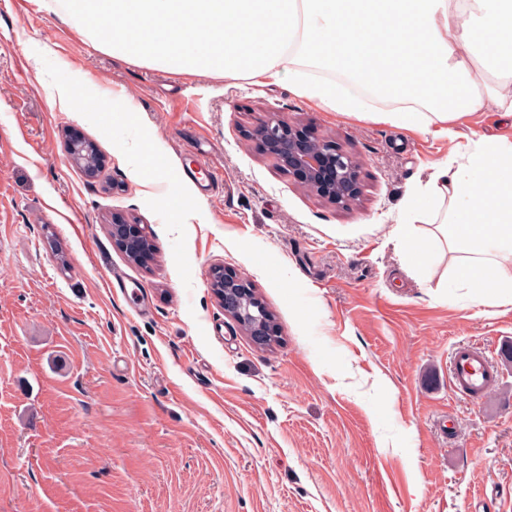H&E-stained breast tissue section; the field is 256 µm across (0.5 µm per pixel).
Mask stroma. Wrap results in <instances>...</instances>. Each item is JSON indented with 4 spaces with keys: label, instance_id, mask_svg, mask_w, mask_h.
I'll return each mask as SVG.
<instances>
[{
    "label": "stroma",
    "instance_id": "35a3bbf8",
    "mask_svg": "<svg viewBox=\"0 0 512 512\" xmlns=\"http://www.w3.org/2000/svg\"><path fill=\"white\" fill-rule=\"evenodd\" d=\"M65 81L131 109L61 110ZM273 112L353 150L352 207L255 150ZM75 132L99 170L70 158ZM480 135L512 138V118L404 130L121 62L46 0H0V512H512V362L480 402L449 378L459 345L512 347V305L446 287L442 263L416 277L394 236L410 188ZM200 160L223 182L184 183ZM116 217L140 222L148 262L113 242ZM216 267L254 289L276 345L225 314Z\"/></svg>",
    "mask_w": 512,
    "mask_h": 512
}]
</instances>
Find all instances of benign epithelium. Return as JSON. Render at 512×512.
Returning a JSON list of instances; mask_svg holds the SVG:
<instances>
[{
	"instance_id": "obj_1",
	"label": "benign epithelium",
	"mask_w": 512,
	"mask_h": 512,
	"mask_svg": "<svg viewBox=\"0 0 512 512\" xmlns=\"http://www.w3.org/2000/svg\"><path fill=\"white\" fill-rule=\"evenodd\" d=\"M249 139L257 149L273 155L303 188L328 203L343 208L359 197L361 165L336 141L309 135L277 115L255 128ZM112 238L121 245L137 240L149 246L141 225L125 218L112 219ZM212 279L224 313L256 343H270L276 327L247 283L222 268L212 271Z\"/></svg>"
}]
</instances>
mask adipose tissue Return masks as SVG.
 Listing matches in <instances>:
<instances>
[{"mask_svg":"<svg viewBox=\"0 0 512 512\" xmlns=\"http://www.w3.org/2000/svg\"><path fill=\"white\" fill-rule=\"evenodd\" d=\"M65 24L112 57L227 80L288 82L341 114L453 134L493 101L512 116V0H52ZM397 96L398 107L380 103ZM395 236L427 276L512 304V139L480 136L434 168Z\"/></svg>","mask_w":512,"mask_h":512,"instance_id":"ef3b65f1","label":"adipose tissue"}]
</instances>
